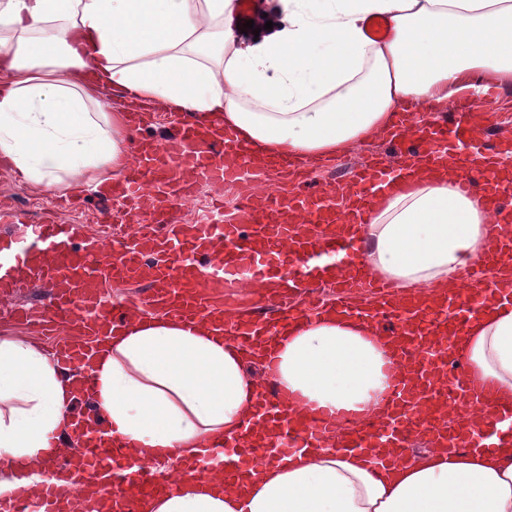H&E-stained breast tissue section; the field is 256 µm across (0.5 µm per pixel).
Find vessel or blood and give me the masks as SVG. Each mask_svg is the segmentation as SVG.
<instances>
[{
    "mask_svg": "<svg viewBox=\"0 0 512 512\" xmlns=\"http://www.w3.org/2000/svg\"><path fill=\"white\" fill-rule=\"evenodd\" d=\"M453 110L454 117L432 120L418 119L409 109L398 111L389 132L396 160L377 158L345 170L322 192L283 195L240 185L238 206L227 221L187 226L169 207L202 183L217 188L240 184L241 170L250 165L265 175H286L300 165L285 155L253 163L249 144L229 133L199 129L187 119L162 140L140 138L129 170L99 189L101 198L123 202L122 208L105 212L106 223L134 222L124 237L106 243L77 234L53 213L42 223L26 225L13 207L0 201V222L23 226L20 247L10 257L0 256L4 313L20 323L62 330L67 340L57 346L56 362L77 374L94 341L122 327L130 315L128 306L106 299L105 288L114 280L141 283L148 308L185 322L212 320L248 359L269 348L292 321L322 313L319 300L311 298L295 308L287 300L307 292L312 282L330 281L338 288L337 312L376 324L392 346L396 366L380 418L337 435L340 413L305 408L278 385L273 372H266L253 417L213 450L221 461L214 472L219 483L238 478L258 442L283 463L303 449L329 445L368 455L378 464L407 459L420 439L435 448L483 447L486 429L474 428L468 420L449 427V407L480 410L499 422L512 418V404H500L495 387L469 376L456 344L483 299L512 302V290L484 278L479 266L468 265L456 274L457 288L438 297L397 294L357 262L362 244L344 232L365 223L376 200L416 168H448L457 174L462 191L477 194L502 216L492 229L484 263L512 264V137L490 133L474 138L488 102L462 95ZM339 252L344 255L340 265L322 263V256ZM266 279L274 283L270 301L277 314L228 320L215 316L213 302L225 289ZM24 284L47 286L49 293L38 303L12 305ZM366 293L377 299V307L355 304V297ZM66 445L67 453L51 454L45 461L55 481L44 483L35 497L27 485L16 486L0 496V512H20L24 506L29 512H79L62 491L65 482L95 496L91 512H144L145 502L170 484V474L147 464L123 470L126 447L106 423H99L90 436L75 431Z\"/></svg>",
    "mask_w": 512,
    "mask_h": 512,
    "instance_id": "b4317fda",
    "label": "vessel or blood"
}]
</instances>
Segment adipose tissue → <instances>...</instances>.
I'll list each match as a JSON object with an SVG mask.
<instances>
[{
    "mask_svg": "<svg viewBox=\"0 0 512 512\" xmlns=\"http://www.w3.org/2000/svg\"><path fill=\"white\" fill-rule=\"evenodd\" d=\"M282 23L244 40L234 0H0V159L29 183L101 186L130 165L128 115L91 92L106 87L202 127L224 126L257 156L333 158L381 138L401 105L445 110L460 88L512 86V0H279ZM388 34L368 36L372 19ZM493 212L448 170L387 193L355 232L359 257L402 291L438 293L479 263ZM468 372L512 401V304L468 322ZM271 358L280 386L312 408L368 415L392 355L365 320L327 310L291 324ZM86 394L133 457L164 463L201 453L254 411L262 380L207 322L134 311L95 342ZM71 378L23 336L0 338V493L26 483L70 432ZM224 492L176 479L150 512H512V450L430 448L381 466L341 448L288 464L257 459Z\"/></svg>",
    "mask_w": 512,
    "mask_h": 512,
    "instance_id": "ef3b65f1",
    "label": "adipose tissue"
}]
</instances>
